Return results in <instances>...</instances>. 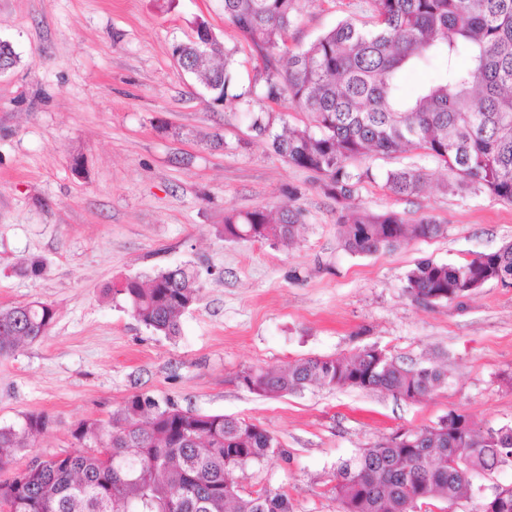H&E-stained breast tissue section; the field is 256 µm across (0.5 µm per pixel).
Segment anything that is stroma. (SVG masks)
Here are the masks:
<instances>
[{
	"instance_id": "stroma-1",
	"label": "stroma",
	"mask_w": 512,
	"mask_h": 512,
	"mask_svg": "<svg viewBox=\"0 0 512 512\" xmlns=\"http://www.w3.org/2000/svg\"><path fill=\"white\" fill-rule=\"evenodd\" d=\"M372 25L368 0H302L288 47L339 21ZM205 21L232 55L238 90L258 65L224 22V0H0V40L17 64L0 72V307L42 301L48 333L0 358V424L29 413L51 423L0 481L37 456L74 452L75 424L108 420L135 393L205 414L246 419L281 453L237 473L243 492H285L292 512H338L337 466L399 430L455 412L512 426V287L485 283L457 302L425 306L405 290L424 258L458 263L512 242V204L446 188V169L420 151L370 155L354 197L362 210L433 217L443 237L353 255L338 235L343 206L317 175L254 136L242 106L208 105L172 57ZM428 175L418 196L386 187L385 170ZM288 205L294 241L229 242V210ZM42 274H22L29 259ZM202 290L169 339L138 322L111 287L184 262ZM364 347L448 382L411 401L389 392L312 385L282 397L250 393L240 372Z\"/></svg>"
}]
</instances>
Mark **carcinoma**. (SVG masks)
<instances>
[{
	"label": "carcinoma",
	"instance_id": "cac0c4a2",
	"mask_svg": "<svg viewBox=\"0 0 512 512\" xmlns=\"http://www.w3.org/2000/svg\"><path fill=\"white\" fill-rule=\"evenodd\" d=\"M371 28L345 19L308 47L292 51L288 32L301 0H224V19L251 50L261 71L259 92L231 93L232 59L217 37L208 63L194 74L203 88L241 100L286 95L308 124L277 131L270 113H250V129L286 162L317 174L345 203L340 238L352 254L395 250L411 239H435L447 226L431 217L409 223L395 213L351 210L357 186L372 177L355 162L371 154L422 150L459 183L512 204V0H370ZM436 64L434 76L405 91V77ZM395 195L424 191L415 166L383 173ZM299 211L259 208L224 217L229 242H288ZM512 279V244L460 263L418 261L405 277L421 304L448 303L495 277ZM201 284L188 265L165 268L112 287L134 318L158 335L181 334L180 317L198 301ZM55 312L44 302L0 307V357L46 335ZM241 386L283 396L309 385L351 387L423 398L448 381L437 366L415 367L363 348L342 358L311 357L278 369H247ZM50 424L26 414L0 424V469ZM73 453L37 457L0 481L6 512H292L288 495L238 489L237 471L275 453L274 434L243 418L203 414L134 394L108 420H82ZM395 434L336 468L331 488L340 512H412L471 490L465 477L512 463V427L484 428L450 412L437 426Z\"/></svg>",
	"mask_w": 512,
	"mask_h": 512
}]
</instances>
